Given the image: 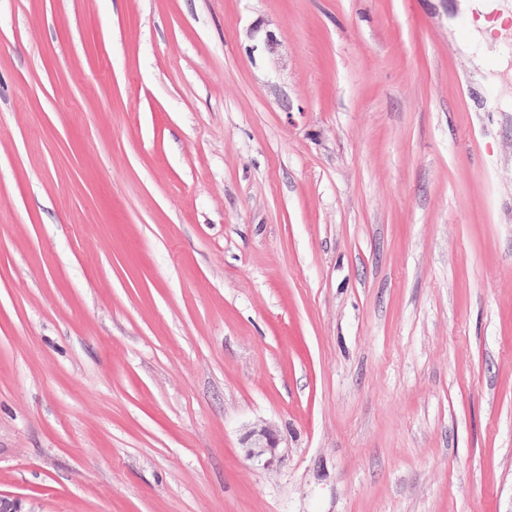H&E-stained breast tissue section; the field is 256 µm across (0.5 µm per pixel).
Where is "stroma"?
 <instances>
[{"label": "stroma", "mask_w": 512, "mask_h": 512, "mask_svg": "<svg viewBox=\"0 0 512 512\" xmlns=\"http://www.w3.org/2000/svg\"><path fill=\"white\" fill-rule=\"evenodd\" d=\"M456 2L0 0V494L512 512V31ZM242 443L248 459L263 462L266 466L274 462L278 438L274 426L269 422H259L251 426L246 431Z\"/></svg>", "instance_id": "35a3bbf8"}]
</instances>
